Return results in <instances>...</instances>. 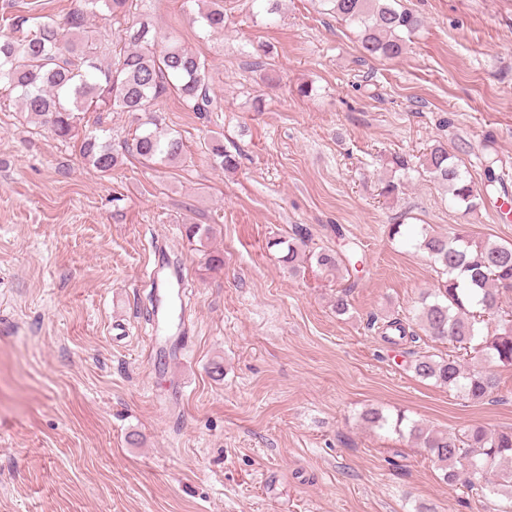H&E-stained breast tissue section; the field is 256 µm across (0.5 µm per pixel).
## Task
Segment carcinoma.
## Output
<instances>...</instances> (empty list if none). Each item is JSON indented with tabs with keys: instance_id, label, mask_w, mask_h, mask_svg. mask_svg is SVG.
<instances>
[{
	"instance_id": "1",
	"label": "carcinoma",
	"mask_w": 512,
	"mask_h": 512,
	"mask_svg": "<svg viewBox=\"0 0 512 512\" xmlns=\"http://www.w3.org/2000/svg\"><path fill=\"white\" fill-rule=\"evenodd\" d=\"M330 11L356 30L363 52L370 57L397 58L422 25L421 19L393 0H324ZM134 0H75L62 19L52 14L17 15L12 29L21 36L0 39V90L15 91L22 111L47 127L65 143L80 141V154L100 172L119 163L112 143L99 134L101 121L83 127L86 112H129L145 115L142 129L126 141L127 151L158 164L185 158L184 144L176 134H161L158 101L174 93L183 106L206 119L220 111L210 83L208 65L178 40L160 43L148 25L130 26L125 45L103 67L100 59L109 47L91 29L90 20L104 12L113 20L131 13ZM203 26L224 28L223 0H209L199 12ZM215 166L226 172L238 167L237 155L224 149L218 139L207 147ZM422 173L446 189L453 206L472 212L481 195L467 168L442 144L424 155ZM418 246L426 251L437 273L433 292L422 298L412 320L433 341L449 343L453 354H430L410 349L408 368L433 379L458 398L479 402L499 388L496 367L512 368V314L503 308V297L512 293V243L477 240L466 225L446 233L421 227ZM304 229L295 228L286 241L281 262L298 273L313 263L329 273L341 270L339 252L307 249ZM497 321L491 333H483L485 318ZM386 342L398 345L422 341L406 322L395 317L385 324ZM487 364L482 370L465 366L469 351ZM361 419L371 427L406 437L425 449L450 485H462L478 497L512 494V430H490L469 426L457 433L434 432L399 412L394 417L367 409ZM471 460L472 470L463 460Z\"/></svg>"
}]
</instances>
